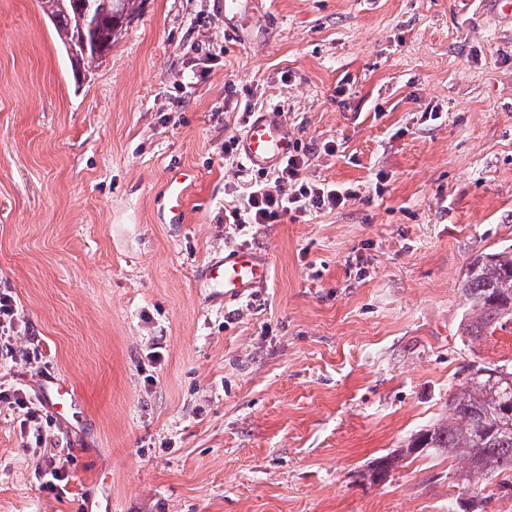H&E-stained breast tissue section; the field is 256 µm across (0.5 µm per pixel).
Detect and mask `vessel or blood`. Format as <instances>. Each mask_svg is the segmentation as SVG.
I'll use <instances>...</instances> for the list:
<instances>
[{
	"mask_svg": "<svg viewBox=\"0 0 512 512\" xmlns=\"http://www.w3.org/2000/svg\"><path fill=\"white\" fill-rule=\"evenodd\" d=\"M257 0H224V31L242 33L250 26ZM291 139L280 111L261 113L245 128L239 152L254 169H267L287 156ZM270 277V262L260 251L239 248L209 264L201 272L213 296L227 300L252 297L265 288Z\"/></svg>",
	"mask_w": 512,
	"mask_h": 512,
	"instance_id": "b4317fda",
	"label": "vessel or blood"
}]
</instances>
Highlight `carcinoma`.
Instances as JSON below:
<instances>
[{
  "mask_svg": "<svg viewBox=\"0 0 512 512\" xmlns=\"http://www.w3.org/2000/svg\"><path fill=\"white\" fill-rule=\"evenodd\" d=\"M143 0H41L56 41L69 52L74 77L103 60L141 11ZM464 334L485 336L512 322V248L481 253L463 280ZM433 451L457 462L453 479L470 490L503 477L512 489V371L478 366L448 400V416L411 437L406 449L376 458L368 480L381 483L404 457Z\"/></svg>",
  "mask_w": 512,
  "mask_h": 512,
  "instance_id": "1",
  "label": "carcinoma"
}]
</instances>
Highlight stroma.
Listing matches in <instances>:
<instances>
[{
  "label": "stroma",
  "mask_w": 512,
  "mask_h": 512,
  "mask_svg": "<svg viewBox=\"0 0 512 512\" xmlns=\"http://www.w3.org/2000/svg\"><path fill=\"white\" fill-rule=\"evenodd\" d=\"M223 2L145 0L77 80L38 0H0V291L26 354L0 386L75 390L38 448L0 411V512H448L447 456L361 474L447 415L469 366L512 365V324L461 329L468 264L512 246V21L488 0H262L242 43ZM273 109L335 145L305 176L360 196L240 231L224 142ZM242 246L268 287L209 300L198 269ZM66 453L59 496L41 470Z\"/></svg>",
  "instance_id": "obj_1"
}]
</instances>
